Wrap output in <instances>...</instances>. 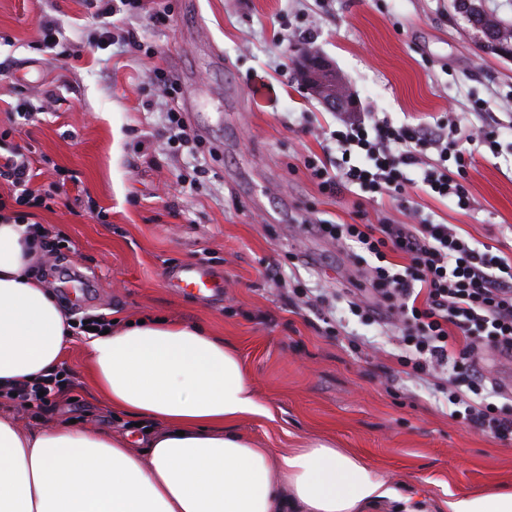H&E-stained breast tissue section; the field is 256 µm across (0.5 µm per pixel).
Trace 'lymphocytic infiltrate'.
<instances>
[{
  "label": "lymphocytic infiltrate",
  "mask_w": 512,
  "mask_h": 512,
  "mask_svg": "<svg viewBox=\"0 0 512 512\" xmlns=\"http://www.w3.org/2000/svg\"><path fill=\"white\" fill-rule=\"evenodd\" d=\"M328 141L337 159L309 156L304 168L322 193L359 189L404 206L409 189L452 200L463 211L474 199L468 188L472 155L463 143L497 146L488 125L441 122L432 127L394 124L385 117L340 120ZM438 154L426 160L428 150ZM30 150L17 146L0 154V179L16 203L43 207L50 193L34 185ZM311 232L345 245L369 272L371 304L347 294L309 295L292 288L290 300L320 310L331 321L337 303L368 324L384 325L401 366L434 393L445 395L448 416L463 428L501 444H512V408L498 405L503 390L483 362L488 352L512 355V257L480 247L455 224L416 215L414 223L320 221ZM57 373L19 384L12 399L18 410L48 411L69 386Z\"/></svg>",
  "instance_id": "obj_1"
}]
</instances>
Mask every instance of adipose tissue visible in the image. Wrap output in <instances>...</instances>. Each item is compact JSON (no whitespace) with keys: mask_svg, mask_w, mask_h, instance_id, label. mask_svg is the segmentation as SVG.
I'll use <instances>...</instances> for the list:
<instances>
[{"mask_svg":"<svg viewBox=\"0 0 512 512\" xmlns=\"http://www.w3.org/2000/svg\"><path fill=\"white\" fill-rule=\"evenodd\" d=\"M38 232L0 222V391L58 369L75 334L37 272ZM86 350L98 399L153 422L144 451L0 414V512H427L331 442L257 447L239 423L272 412L234 345L202 324L150 318L88 333Z\"/></svg>","mask_w":512,"mask_h":512,"instance_id":"obj_1","label":"adipose tissue"}]
</instances>
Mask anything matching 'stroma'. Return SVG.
<instances>
[{"label": "stroma", "mask_w": 512, "mask_h": 512, "mask_svg": "<svg viewBox=\"0 0 512 512\" xmlns=\"http://www.w3.org/2000/svg\"><path fill=\"white\" fill-rule=\"evenodd\" d=\"M98 3L0 0V147H30L38 184L59 187L30 220L66 241L39 270L72 317L205 323L237 348L272 410L240 424L260 447L334 441L432 505L512 487V446L449 420L388 357L378 326L342 303L343 330L331 332L262 275L276 265L297 273L301 287L348 288L369 302L365 267L301 223L410 221L386 198L322 194L306 172L304 158L324 145L314 128L335 130L339 118L301 82L296 59L307 46L333 64L358 112L494 127L497 150L472 151L470 211L421 192L411 200L512 254V61L481 51L450 0H139L108 43L98 40ZM160 9L163 20L153 21ZM44 15L62 26L54 53L38 33ZM158 68L177 79V92L150 85ZM482 101L490 109L476 111ZM40 102L46 110L32 118L13 111ZM170 109L192 149L168 140ZM197 260L223 276L220 295L171 287L176 267ZM62 365L73 373L70 399L34 418L0 398V412L23 429L106 428L140 450L143 428L96 398L83 337Z\"/></svg>", "instance_id": "stroma-1"}]
</instances>
